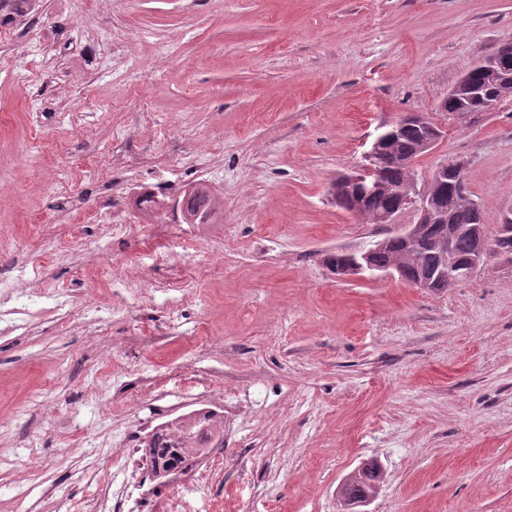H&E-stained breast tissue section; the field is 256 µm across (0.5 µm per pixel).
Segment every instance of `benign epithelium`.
Instances as JSON below:
<instances>
[{"mask_svg": "<svg viewBox=\"0 0 512 512\" xmlns=\"http://www.w3.org/2000/svg\"><path fill=\"white\" fill-rule=\"evenodd\" d=\"M512 50V41L500 46V53L491 54L476 61V66L492 81L503 80L509 59L505 55ZM479 97L477 87L469 75L461 76L458 82L448 89V94L437 105V111L448 118L444 125L434 118L432 112H409L390 124L391 129L410 122L422 129V138L417 145V151L426 155L432 152L447 136V125H469L472 122L471 113L462 110L448 111V102L459 98ZM386 134H379L372 143L368 153L369 164L350 171L338 178L330 185L332 196L341 198L346 193H355L354 209H360L365 201L379 193L382 186L385 154L383 144ZM404 206L411 207L417 215L413 224H405L396 232L412 253L428 248L432 250L437 259L435 274L422 272L409 281V285L423 291H431L436 287L452 288L473 276L476 270L495 255L512 264V255L502 251L495 245V239L485 234L484 230L476 225L460 228L448 223L445 208L441 206V196L429 189H417L410 186L402 193ZM467 234L472 242V248L464 258L458 257L453 250V242L461 234ZM373 250L362 249L349 252L348 264L343 273L338 276L340 280L358 278L367 273L372 277H401L400 268L394 265L388 267L377 266L372 259Z\"/></svg>", "mask_w": 512, "mask_h": 512, "instance_id": "benign-epithelium-1", "label": "benign epithelium"}]
</instances>
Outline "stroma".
Masks as SVG:
<instances>
[{"instance_id":"1","label":"stroma","mask_w":512,"mask_h":512,"mask_svg":"<svg viewBox=\"0 0 512 512\" xmlns=\"http://www.w3.org/2000/svg\"><path fill=\"white\" fill-rule=\"evenodd\" d=\"M512 38V0H39L0 35V512H512V264L340 281L333 179ZM512 203V104L415 169ZM208 184V224L142 194ZM218 422L200 482L154 427ZM361 472H362L361 477L363 479H359L355 483H351L347 489V495L350 499L356 498V497L360 496L362 493L369 490V483L378 478L379 473H380V468L373 463H367L361 467ZM359 473H360V471H358V468L355 469L341 483V485L338 489V492H337L338 500H339L340 508H341L340 511H351V510H347V509H351L356 506H363V505L369 504L378 494L380 483L383 479V474H382V478L379 481L375 482L374 485L371 487V490L368 492L366 497H363L356 503L350 505V501L347 499V495H346V487L349 482H352L353 480L356 479V477H358ZM352 506H354V507H352Z\"/></svg>"}]
</instances>
